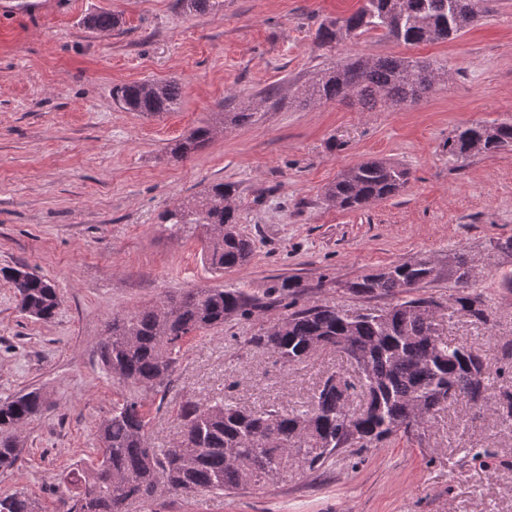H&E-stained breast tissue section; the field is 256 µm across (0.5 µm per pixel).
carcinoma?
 Instances as JSON below:
<instances>
[{"instance_id":"1","label":"carcinoma","mask_w":512,"mask_h":512,"mask_svg":"<svg viewBox=\"0 0 512 512\" xmlns=\"http://www.w3.org/2000/svg\"><path fill=\"white\" fill-rule=\"evenodd\" d=\"M189 14L218 11L224 0H178ZM488 0H362L345 17L329 20L317 29L320 44L330 46L380 31L404 45L443 42L461 36L488 12ZM121 21L108 11L91 14L86 28L111 31ZM445 75V70L417 60L352 55L329 73L316 78L302 93V103L344 102L355 99L362 111L419 101ZM123 108L150 116L173 111L181 101L174 80L147 79L115 89ZM253 116L249 108L223 113L222 125L235 126ZM215 127L198 126L170 149L183 160L205 147ZM512 148V122L473 123L448 140V153L464 158L473 153ZM409 171L383 160L360 162L325 189V197L341 207H365L398 194L408 183ZM234 185L214 183L196 199L167 209L160 223L173 236L198 235L203 259L218 274L244 263L253 243L238 229L232 206ZM455 282L461 288L456 311L488 326L492 312L472 290L476 272L462 255L453 257ZM426 258L393 264L347 285L358 295L398 297L391 307L353 316L329 305H297L299 281L286 278L278 285L292 297L294 310L279 317L255 343L289 365L327 351L364 354L370 373L345 381V390L332 385L335 374L318 385L308 401L288 407H238L226 397L207 409L188 399L178 418L183 435L200 452L181 448H153L147 437L149 419L144 395L159 393L170 374L184 339L224 324L232 315L254 316L262 311L257 300L240 288H196L168 295L159 303L128 315H114L99 343L107 371L121 370L118 383L129 396L112 405V413L98 425L100 448L74 476L76 491L59 500L58 512H113L127 501L143 503L163 493H179L186 482L198 490L235 493L260 490L278 481L293 466L315 470L339 450L349 447L347 418H354L359 447L367 448L401 431L422 435L431 417L444 409L439 394L453 391L455 401L471 402L496 412L504 406L512 417V392H492L493 373L482 351L467 341H450L434 333L436 322L426 314L429 301L408 296L405 285L431 278ZM11 284L25 279L21 311L48 321L59 306L51 281L20 265L5 271ZM38 390L0 401V469L15 466L20 428L43 406ZM39 502L23 492L0 497V512H39Z\"/></svg>"}]
</instances>
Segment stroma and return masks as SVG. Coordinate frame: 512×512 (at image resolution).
<instances>
[{"label": "stroma", "mask_w": 512, "mask_h": 512, "mask_svg": "<svg viewBox=\"0 0 512 512\" xmlns=\"http://www.w3.org/2000/svg\"><path fill=\"white\" fill-rule=\"evenodd\" d=\"M359 0H224L186 14L176 0H50L37 14L0 16V399L40 389L45 404L21 430V458L0 469V496L19 490L54 512L97 446L99 422L126 391L99 360L113 315L193 288H239L262 316L231 317L185 339L164 393L147 397L149 438L181 435L178 410L229 394L242 406H294L328 374H351L333 352L288 365L254 344L287 300L273 287L298 277L300 303L347 313L380 310L389 295L359 296L348 282L426 257L462 255L495 319L454 313L448 274L414 296L436 304L443 333L479 347L495 391H512V150L451 157L448 140L477 121H512V0H491L463 35L408 46L374 31L332 46L323 21ZM118 15L108 34L85 16ZM402 56L444 65L447 82L410 106L377 112L339 102L302 107L300 88L349 55ZM176 80L173 112L146 116L112 99L115 85ZM252 104V121L217 131L175 161L167 151L217 113ZM381 159L409 169L399 195L361 210L326 201L344 169ZM224 181L235 184L239 230L254 245L244 265L213 273L197 237L169 236L167 209ZM28 265L61 303L49 321L24 315L6 269ZM130 512H512V421L460 403L432 420L425 442L398 434L350 448L319 471L302 468L262 491L169 494Z\"/></svg>", "instance_id": "obj_1"}]
</instances>
